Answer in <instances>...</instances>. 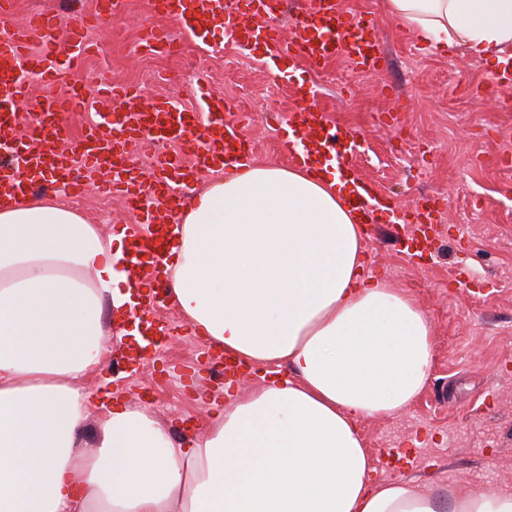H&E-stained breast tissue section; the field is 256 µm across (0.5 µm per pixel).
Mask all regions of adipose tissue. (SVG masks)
<instances>
[{"label":"adipose tissue","mask_w":512,"mask_h":512,"mask_svg":"<svg viewBox=\"0 0 512 512\" xmlns=\"http://www.w3.org/2000/svg\"><path fill=\"white\" fill-rule=\"evenodd\" d=\"M432 52L512 59V0H385ZM167 271L183 320L233 360L289 368L226 391L192 440L87 383L104 309L135 307L125 234L55 198L0 205V512H512V489L374 477L361 419L434 364L406 291L362 274L341 174L251 165L179 216Z\"/></svg>","instance_id":"obj_1"}]
</instances>
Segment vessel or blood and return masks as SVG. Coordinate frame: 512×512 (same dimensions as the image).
<instances>
[{
	"mask_svg": "<svg viewBox=\"0 0 512 512\" xmlns=\"http://www.w3.org/2000/svg\"><path fill=\"white\" fill-rule=\"evenodd\" d=\"M152 10L164 11L179 23L183 35L200 45L209 42L208 32L197 26L200 17L219 22L226 35L247 48H263L271 64L281 60L305 63L322 69L336 57L346 58L356 69L376 71L384 57L377 38V25L369 18L347 21L337 0H303L297 7L295 24L299 38L284 40L280 21L285 0H151ZM11 0H0V200L62 186L67 194H82L105 163H112L110 191L118 193L127 209L140 216V228L128 229L129 266L150 263L148 307L170 304L162 275L163 260L176 233L172 219L187 206L184 193L188 180L213 164L243 167L252 160V150L240 133V115L224 98L198 88L194 107L160 96L145 108L137 107L140 89L108 87L90 99L84 86L75 85L66 97L45 96L30 101L32 85L56 83L62 66L77 67L91 49L83 25H75L66 46L54 37L53 19L19 28L10 22ZM124 99L123 110H110L112 100ZM31 104L26 127L18 125V110ZM93 112L83 137L72 141L65 113ZM279 147L293 163L313 159L336 162L346 178L349 201L360 214L373 218L382 210L379 195L359 180L349 168L348 156L360 143L359 134L334 124L326 112L313 106L293 109L279 122ZM176 143L192 142L196 150L190 160L175 151L156 154L147 180H140L136 158L146 136ZM442 210L436 206L415 209L413 214L394 212L396 222L438 228Z\"/></svg>",
	"mask_w": 512,
	"mask_h": 512,
	"instance_id": "vessel-or-blood-1",
	"label": "vessel or blood"
}]
</instances>
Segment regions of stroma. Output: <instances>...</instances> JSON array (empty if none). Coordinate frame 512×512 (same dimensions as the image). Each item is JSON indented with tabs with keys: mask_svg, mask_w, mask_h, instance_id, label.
Masks as SVG:
<instances>
[{
	"mask_svg": "<svg viewBox=\"0 0 512 512\" xmlns=\"http://www.w3.org/2000/svg\"><path fill=\"white\" fill-rule=\"evenodd\" d=\"M97 0H13L12 21L23 26L31 11L68 16L95 13ZM350 16L375 15L385 53L379 71L363 73L344 60L321 72L294 67L274 73L262 51L246 50L223 29L211 31L202 50L180 36L176 20L147 11L145 0H125L118 20L105 24L106 38L82 68L65 72L51 86L65 97L74 84L96 93L104 85H143L147 97L172 96L192 105L198 83L221 94L246 115L241 130L253 161L283 167L273 114L311 102L330 118L356 128L363 147L350 158L354 172L396 210L421 199L439 202L440 233L432 253L410 261L406 250L413 227L381 219L369 228L368 274L385 273L409 292L429 315L434 365L419 396L395 417L361 420L360 434L376 476L416 479L432 473L480 490L512 486V111L503 97L485 89L496 65L457 50L431 54L385 9V0H339ZM152 26L179 40V57L151 55L141 47V30ZM188 70L171 82L172 71ZM321 89L318 97L309 86ZM398 112L395 126L379 115ZM465 287H458L457 277ZM158 316L180 326L163 349L147 347L124 363L122 372L104 366L90 389L109 388L127 402L150 406L171 434H193L207 410L197 393L219 391L224 380L212 367L219 353L186 325L175 307ZM399 447L403 459L385 451Z\"/></svg>",
	"mask_w": 512,
	"mask_h": 512,
	"instance_id": "stroma-1",
	"label": "stroma"
}]
</instances>
